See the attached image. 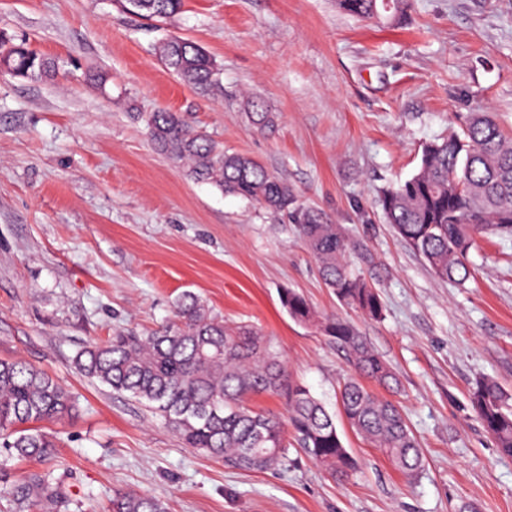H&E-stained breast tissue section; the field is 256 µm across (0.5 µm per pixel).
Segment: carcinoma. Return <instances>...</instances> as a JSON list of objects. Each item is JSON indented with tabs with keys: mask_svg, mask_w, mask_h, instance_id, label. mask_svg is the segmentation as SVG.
Returning <instances> with one entry per match:
<instances>
[{
	"mask_svg": "<svg viewBox=\"0 0 512 512\" xmlns=\"http://www.w3.org/2000/svg\"><path fill=\"white\" fill-rule=\"evenodd\" d=\"M127 13L157 22L175 16L182 0H119ZM339 8L360 19L386 16L396 22L407 0H337ZM9 73L28 78L54 71L49 58L26 42L0 36ZM166 67L202 93L221 89L220 68L200 45L170 36L158 48ZM251 125L263 131L273 114L256 104ZM148 134L155 147L184 163L197 182L253 201L281 219L298 224L305 246L337 299L377 318L380 297L364 278L349 269L346 255L359 244L348 241L322 213L296 204L288 182L262 163L224 151L206 132L179 112L151 113ZM380 205L387 223L427 263L439 280L462 286L472 274L469 258L477 236L492 232L512 237V135L487 112H472L460 130L427 143L417 171L383 191ZM289 315L304 323L319 321L307 299L282 294ZM322 330L347 351L354 375L339 391L342 413L351 429L386 454L408 479L423 468V453L401 409L368 389L398 385L392 367L357 328L329 320ZM85 376L117 393H127L164 418L191 448L241 471L263 472L287 458L283 423L273 413L244 404L247 396L285 397L288 423L300 450L331 477L343 478L354 460L336 428L335 418L310 389L292 380L271 340L248 324L230 325L214 315L192 292L175 303L174 320L148 335L120 331L86 346L75 359ZM473 407L485 430L512 456V399L490 378L474 384ZM76 400L51 375L21 359H0V447L13 460L38 470L23 480L22 498L36 512H58L64 494L54 476L55 442L36 424L72 413ZM110 512H168L166 502L137 492L117 491Z\"/></svg>",
	"mask_w": 512,
	"mask_h": 512,
	"instance_id": "1",
	"label": "carcinoma"
}]
</instances>
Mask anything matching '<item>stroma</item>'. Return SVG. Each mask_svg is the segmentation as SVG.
<instances>
[{
  "label": "stroma",
  "mask_w": 512,
  "mask_h": 512,
  "mask_svg": "<svg viewBox=\"0 0 512 512\" xmlns=\"http://www.w3.org/2000/svg\"><path fill=\"white\" fill-rule=\"evenodd\" d=\"M410 3L391 24L336 0H183L164 22L116 0H0V34L57 65L47 78L0 71V359H25L77 399L43 425L57 441L61 512H109L119 490L169 512H512V456L469 398L481 377L512 395V237L478 239L459 287L431 274L379 202L466 113H492L512 133V0ZM170 34L210 53L223 93L162 64L156 46ZM256 102L274 115L263 133L248 120ZM159 109L259 160L362 243L370 262L347 261L378 291L381 317L336 298L296 225L192 181L157 151L146 118ZM288 289L353 324L392 366V397L425 458L416 479L341 416L348 357L288 315ZM186 291L272 340L290 377L335 414L356 461L348 479L294 447L275 470L227 468L76 370L87 344L169 322Z\"/></svg>",
  "instance_id": "obj_1"
}]
</instances>
